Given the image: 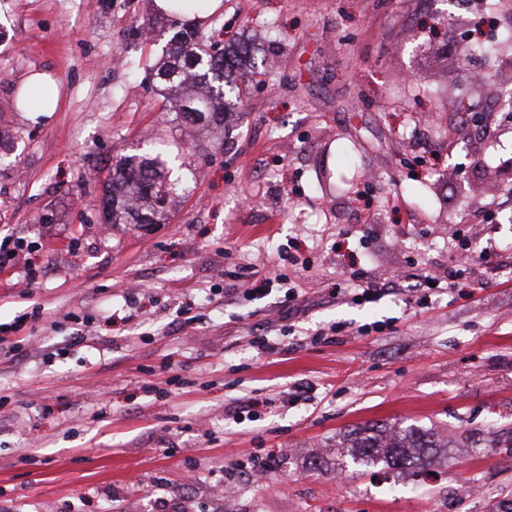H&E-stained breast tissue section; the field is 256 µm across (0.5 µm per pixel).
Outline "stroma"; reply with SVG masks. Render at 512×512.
<instances>
[{"mask_svg": "<svg viewBox=\"0 0 512 512\" xmlns=\"http://www.w3.org/2000/svg\"><path fill=\"white\" fill-rule=\"evenodd\" d=\"M150 3L0 0V323L25 319L18 355L0 357V512H147L188 473L197 512H488L512 497V448L491 442L512 427V121L497 95L512 40L457 62L478 11L504 29L512 5L224 0L198 30L250 41L256 68L224 133L199 136L153 75L182 23ZM32 71L60 82L56 111L14 108ZM154 141L178 153L183 193L164 223H106L114 165ZM484 220L487 259L462 236ZM296 258L312 263L297 280ZM271 264L285 287L223 295L228 272ZM354 269L457 270L461 286L331 299ZM188 296L194 320L176 325ZM248 398L273 404L227 416ZM374 421L453 438L451 461L416 489L411 469L363 470L338 442ZM267 455L262 482L225 479Z\"/></svg>", "mask_w": 512, "mask_h": 512, "instance_id": "stroma-1", "label": "stroma"}]
</instances>
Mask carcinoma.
Returning a JSON list of instances; mask_svg holds the SVG:
<instances>
[{
	"label": "carcinoma",
	"mask_w": 512,
	"mask_h": 512,
	"mask_svg": "<svg viewBox=\"0 0 512 512\" xmlns=\"http://www.w3.org/2000/svg\"><path fill=\"white\" fill-rule=\"evenodd\" d=\"M245 52V47L237 51L217 48L201 54L196 33L181 31L172 36L155 76L172 101L176 118L186 126H223L224 91L232 92L244 82L241 54ZM174 162L162 148L123 157L103 194L106 222L160 223L182 188L181 180L172 177ZM341 447L363 468H399L415 459L423 466L437 462L450 440L430 428L375 423L348 431Z\"/></svg>",
	"instance_id": "obj_1"
}]
</instances>
